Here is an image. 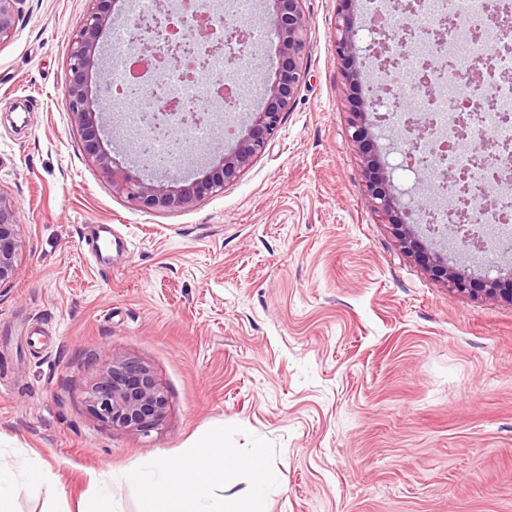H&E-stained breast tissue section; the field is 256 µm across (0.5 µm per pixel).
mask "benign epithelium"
Instances as JSON below:
<instances>
[{
  "label": "benign epithelium",
  "instance_id": "benign-epithelium-1",
  "mask_svg": "<svg viewBox=\"0 0 512 512\" xmlns=\"http://www.w3.org/2000/svg\"><path fill=\"white\" fill-rule=\"evenodd\" d=\"M91 10L83 25L71 38L69 70L71 78L66 88V106L72 124L80 137L86 155L112 178V191L123 196L132 204L146 210L183 209L196 205L213 193L224 189L237 180L255 158L264 153L274 134L280 116L295 102L298 88L306 82L308 72L304 65L308 47V20L303 0H265L266 21L270 23L279 38L280 63L277 77L267 84L263 101L254 111L248 113L244 134L235 147L224 151L223 140L214 141L213 150L222 153L221 165L214 168L204 179L186 181L173 188L162 182L149 180L130 171L112 167V157L102 147L100 119L89 98L85 74L94 67L99 50L100 33L112 24L110 4L117 0H90ZM336 21L333 48L336 56L349 62L357 51L356 30L351 25L349 5L353 0H336ZM24 0H0V41L14 31ZM169 31L180 32L175 40L163 45L154 37L146 36L139 41L140 52L149 57L146 70L155 73L161 68L176 66L182 54L192 50L200 56L199 66H204L206 57L219 52L223 46L233 43L242 45L246 34L237 28L224 32V40L200 42L197 40L199 25L188 24L183 9L166 13ZM359 70L344 69L345 90L348 109V129L352 142L362 151L366 171L365 194L371 210L383 221L393 226L401 248L422 263L432 276L448 284L450 291L466 294L475 299L512 302V276L504 281L475 279L450 266L447 260L431 252L420 238L418 225L401 224L398 221L400 202L390 190L383 187L389 181L385 172L377 169L374 159L365 148L371 139V127L366 122V113L360 109L355 90L361 81ZM205 118L187 106L183 100L173 98L164 105L161 114H152L151 126H165L171 135L173 150L183 149L181 139L173 136L188 124H195ZM433 113L423 117V123L407 125L411 134L408 140L410 150L419 148L433 134ZM470 191L467 172L459 177L456 194L458 203L455 213L461 219L467 218V194ZM18 207L15 201L0 192V285L11 282L17 272L18 257L22 241L17 232ZM92 414L102 424L114 429L150 433L163 420L168 399L160 388L149 366L128 359L111 358L102 362L96 379L91 385L88 397Z\"/></svg>",
  "mask_w": 512,
  "mask_h": 512
}]
</instances>
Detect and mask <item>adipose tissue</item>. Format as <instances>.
<instances>
[{"label": "adipose tissue", "mask_w": 512, "mask_h": 512, "mask_svg": "<svg viewBox=\"0 0 512 512\" xmlns=\"http://www.w3.org/2000/svg\"><path fill=\"white\" fill-rule=\"evenodd\" d=\"M243 472L250 475L254 488L268 484L270 472L263 449L240 455L223 444L203 439L181 458L158 459L150 469L129 470L125 478L141 490L140 512H209L205 488L213 483L232 487Z\"/></svg>", "instance_id": "1"}]
</instances>
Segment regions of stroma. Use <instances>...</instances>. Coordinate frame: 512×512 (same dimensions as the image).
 Returning a JSON list of instances; mask_svg holds the SVG:
<instances>
[{"mask_svg":"<svg viewBox=\"0 0 512 512\" xmlns=\"http://www.w3.org/2000/svg\"><path fill=\"white\" fill-rule=\"evenodd\" d=\"M88 0H25L0 42V192L22 251L0 287V466L24 461L12 512H139L121 472L184 454L204 433L266 452L258 512H512V303L449 292L371 211L351 142L336 0H304L306 84L265 152L193 207L141 210L113 193L71 124L70 39ZM252 66L272 81L279 40ZM358 94L403 217L435 191L401 169L407 105L376 96L358 37ZM108 224L124 252L95 265ZM147 364L168 398L142 435L102 425L87 391L102 359ZM92 227L88 243L89 252L96 263L107 265L112 263V227L102 224Z\"/></svg>","mask_w":512,"mask_h":512,"instance_id":"obj_1","label":"stroma"}]
</instances>
